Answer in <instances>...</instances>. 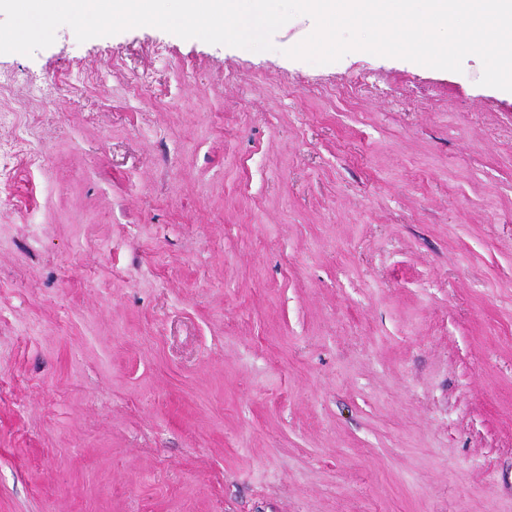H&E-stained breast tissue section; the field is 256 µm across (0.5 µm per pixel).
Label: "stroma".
<instances>
[{"instance_id": "1", "label": "stroma", "mask_w": 512, "mask_h": 512, "mask_svg": "<svg viewBox=\"0 0 512 512\" xmlns=\"http://www.w3.org/2000/svg\"><path fill=\"white\" fill-rule=\"evenodd\" d=\"M314 26L0 54V512H512V96Z\"/></svg>"}]
</instances>
